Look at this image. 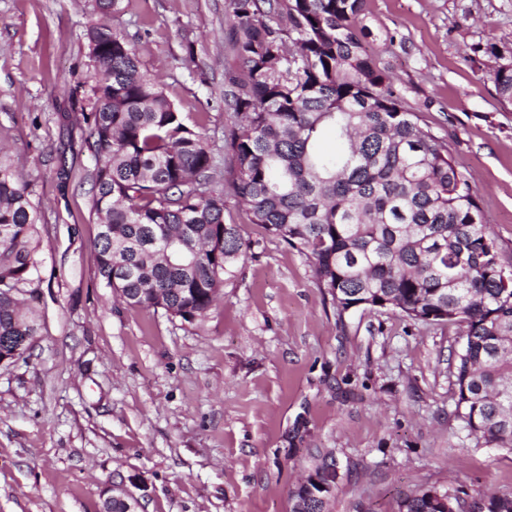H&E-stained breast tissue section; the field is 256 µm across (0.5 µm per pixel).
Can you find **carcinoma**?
<instances>
[{"label": "carcinoma", "mask_w": 512, "mask_h": 512, "mask_svg": "<svg viewBox=\"0 0 512 512\" xmlns=\"http://www.w3.org/2000/svg\"><path fill=\"white\" fill-rule=\"evenodd\" d=\"M365 0H230V42L243 75L225 80L233 128L224 183L251 223L308 255L339 313L392 309L462 325L456 413L468 434L512 452V264L448 145L390 87L357 30ZM93 62L84 117L97 164L91 210L97 272L127 306L193 322L235 276L248 245L224 223V190L204 119L189 121L120 31ZM512 103V62L490 72ZM338 148L320 147L326 129ZM37 210L0 150V360L23 357L42 328L24 288L39 279ZM512 512V493L482 497ZM399 512H438L430 491Z\"/></svg>", "instance_id": "cac0c4a2"}]
</instances>
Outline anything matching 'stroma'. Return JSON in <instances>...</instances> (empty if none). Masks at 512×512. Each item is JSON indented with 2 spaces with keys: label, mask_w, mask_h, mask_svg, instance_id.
Segmentation results:
<instances>
[{
  "label": "stroma",
  "mask_w": 512,
  "mask_h": 512,
  "mask_svg": "<svg viewBox=\"0 0 512 512\" xmlns=\"http://www.w3.org/2000/svg\"><path fill=\"white\" fill-rule=\"evenodd\" d=\"M229 0H0V145L41 222L35 307L43 329L0 365V512H100L137 482L141 512H291L323 460L329 512H399L426 489L512 492V454L468 437L455 412L459 326L389 310L338 313L310 259L250 221L251 243L207 315L133 309L97 273L96 160L83 120L93 68L85 29L121 31L181 111L205 115L224 161V78L241 71ZM379 66L446 143L512 261V104L488 73L512 57V0H365Z\"/></svg>",
  "instance_id": "35a3bbf8"
}]
</instances>
